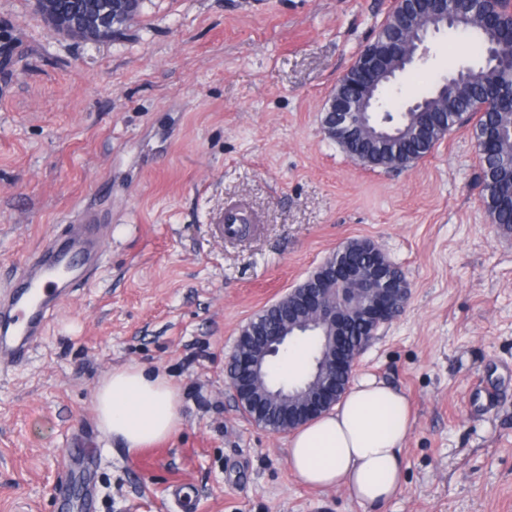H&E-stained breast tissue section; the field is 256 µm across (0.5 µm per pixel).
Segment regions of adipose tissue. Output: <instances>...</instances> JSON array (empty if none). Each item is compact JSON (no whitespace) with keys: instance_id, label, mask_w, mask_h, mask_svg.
<instances>
[{"instance_id":"ef3b65f1","label":"adipose tissue","mask_w":512,"mask_h":512,"mask_svg":"<svg viewBox=\"0 0 512 512\" xmlns=\"http://www.w3.org/2000/svg\"><path fill=\"white\" fill-rule=\"evenodd\" d=\"M180 405L165 374L136 364L114 369L93 395L99 429L132 454L179 432ZM410 429L405 397L366 376L332 411L293 432L289 464L307 485L346 490L365 507L384 504L404 490Z\"/></svg>"}]
</instances>
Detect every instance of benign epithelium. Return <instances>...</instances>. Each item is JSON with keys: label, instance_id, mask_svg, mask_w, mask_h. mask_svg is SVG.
I'll return each mask as SVG.
<instances>
[{"label": "benign epithelium", "instance_id": "obj_1", "mask_svg": "<svg viewBox=\"0 0 512 512\" xmlns=\"http://www.w3.org/2000/svg\"><path fill=\"white\" fill-rule=\"evenodd\" d=\"M134 7L133 0H107V16L112 18V34L121 31L123 21ZM406 7L417 17V23L397 41L379 45L371 52L360 51L349 69L353 80L348 82L345 95L333 94L325 107L323 131L337 142L349 143L360 134H380L369 121L376 114L379 88L372 73L385 69L392 57L400 60L396 70L386 69L385 82L419 60L418 51L431 33L448 29V0H396L391 13ZM475 22L485 28L501 29L504 20L500 11L490 5L476 13ZM70 26L91 39L107 43L104 15L91 6L74 11ZM502 130L485 124L475 133L481 155L494 150ZM372 256V264L364 269L353 259L355 248ZM409 295V283L396 266L385 259L383 251L370 240L349 242L336 255L319 265L300 285L267 306V310L281 311L288 303L299 305L309 316L304 324H290L284 318L276 326L256 336L251 325L239 332L235 351L227 369L228 385L242 412L261 426L265 404L275 402L278 407L276 432L294 431L326 413L336 405L339 389L336 375L353 376L357 358L382 325L397 316ZM362 318L370 328L361 340L351 343L353 321ZM321 332V355L315 369L299 389H270L266 387L268 363L294 336Z\"/></svg>", "mask_w": 512, "mask_h": 512}]
</instances>
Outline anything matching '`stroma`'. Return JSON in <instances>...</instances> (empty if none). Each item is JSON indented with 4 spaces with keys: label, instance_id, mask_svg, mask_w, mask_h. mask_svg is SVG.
Segmentation results:
<instances>
[{
    "label": "stroma",
    "instance_id": "obj_1",
    "mask_svg": "<svg viewBox=\"0 0 512 512\" xmlns=\"http://www.w3.org/2000/svg\"><path fill=\"white\" fill-rule=\"evenodd\" d=\"M393 0H143L118 41L57 32L34 0H0V289L87 210L112 233L95 277L27 360L0 371V512H512V234L489 220L473 124L399 170L355 163L322 129L329 96ZM245 201L258 224H213ZM374 241L410 294L355 377L404 394L401 496L368 510L304 486L288 436L237 407L239 331L350 241ZM181 388L182 427L131 454L98 428L95 387L128 363Z\"/></svg>",
    "mask_w": 512,
    "mask_h": 512
}]
</instances>
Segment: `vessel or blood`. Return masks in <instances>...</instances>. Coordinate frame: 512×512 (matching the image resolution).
Returning <instances> with one entry per match:
<instances>
[{
    "label": "vessel or blood",
    "mask_w": 512,
    "mask_h": 512,
    "mask_svg": "<svg viewBox=\"0 0 512 512\" xmlns=\"http://www.w3.org/2000/svg\"><path fill=\"white\" fill-rule=\"evenodd\" d=\"M103 224L75 218L23 263L0 290V370L22 363L59 306L86 285L104 259Z\"/></svg>",
    "instance_id": "b4317fda"
}]
</instances>
